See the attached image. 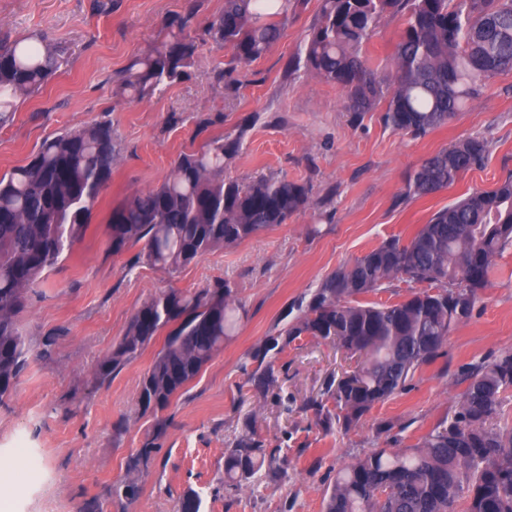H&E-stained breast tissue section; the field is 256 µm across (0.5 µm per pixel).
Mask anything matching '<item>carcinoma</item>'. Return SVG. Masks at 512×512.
I'll list each match as a JSON object with an SVG mask.
<instances>
[{"label": "carcinoma", "instance_id": "obj_1", "mask_svg": "<svg viewBox=\"0 0 512 512\" xmlns=\"http://www.w3.org/2000/svg\"><path fill=\"white\" fill-rule=\"evenodd\" d=\"M308 0H224L204 38L189 32L191 17L167 23L166 40L136 59L123 81L133 100L161 94L189 78L199 43L227 48L219 78L262 58ZM405 15L389 74L362 55L382 16ZM69 48L42 40L0 37V126L13 121L17 99L44 86L68 63ZM314 72L345 92L358 117L386 101L385 125L414 138L427 135L480 99L488 81L512 72V0H320L303 55L289 68ZM245 130L181 154L171 174L112 208L107 251L142 244L154 266L176 270L217 246L242 242L283 224L309 204V186L270 175L248 183L224 175ZM116 143L108 121L46 138L30 162L0 176V403L11 396L34 355L20 315L28 294L80 243L100 192L112 180ZM485 141L470 138L424 160L406 179L399 200L448 188L483 164ZM512 244V176L435 212L404 243L392 237L326 275L298 303L299 314L254 353L251 380L268 390L275 362L301 336L329 340L362 356L355 370L324 383L308 407L326 427L357 423L375 404L402 389L433 359L452 327L470 317L488 287L497 258ZM401 277L428 287L394 304L357 301ZM244 313L229 281L196 293L165 290L133 315L123 339L98 366L112 378L161 332L163 345L143 376L142 413H158L223 347ZM458 408L410 448H377L336 474L323 512H512V429L489 423L501 394L512 388V350L467 368ZM163 424L132 461L159 451ZM275 451L241 438L224 452V491L230 495L269 469ZM204 498L186 493L179 512H202Z\"/></svg>", "mask_w": 512, "mask_h": 512}]
</instances>
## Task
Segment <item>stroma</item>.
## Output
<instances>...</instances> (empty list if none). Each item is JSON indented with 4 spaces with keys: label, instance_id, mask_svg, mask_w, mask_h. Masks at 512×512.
Wrapping results in <instances>:
<instances>
[{
    "label": "stroma",
    "instance_id": "stroma-1",
    "mask_svg": "<svg viewBox=\"0 0 512 512\" xmlns=\"http://www.w3.org/2000/svg\"><path fill=\"white\" fill-rule=\"evenodd\" d=\"M319 5L308 0L264 57L235 72V84L218 77L228 50L205 44L189 81L132 101L122 79L135 57L165 41L166 22L192 15L190 33L199 35L224 0H0V35H41L71 51L67 66L21 99L13 122L0 127V175L27 164L47 137L97 121H111L118 150L84 240L21 315L33 344L50 338L54 346L51 356L30 361L16 392L0 404V465L13 478V512H178L191 489L203 492L204 512H322L340 468L376 448L415 445L453 413L465 368L512 349L510 246L471 317L453 327L438 355L351 428L324 429L306 406L327 375L348 365L329 342L304 336L291 343L276 362L280 393L253 388V353L328 273L390 237L409 241L436 211L512 175V72L493 78L455 118L413 138L384 125L383 107L354 117L336 85L289 73ZM402 27V15L381 18L363 48L373 68L389 71ZM214 116L218 124L199 129ZM239 130L244 136L227 176L246 183L279 174L307 183L305 210L174 272L138 260L137 245L107 253L113 206L162 182L182 152ZM469 137L487 142L482 167L446 190L399 201L407 176L426 158ZM220 280L236 288L245 314L168 408L138 410L140 381L163 337L111 380L98 379L99 362L149 297ZM282 395L287 404L279 403ZM247 433L275 450L277 474L228 498L220 484L224 451ZM155 436L161 448L154 459L132 466ZM131 477L141 493L126 504L112 488Z\"/></svg>",
    "mask_w": 512,
    "mask_h": 512
}]
</instances>
